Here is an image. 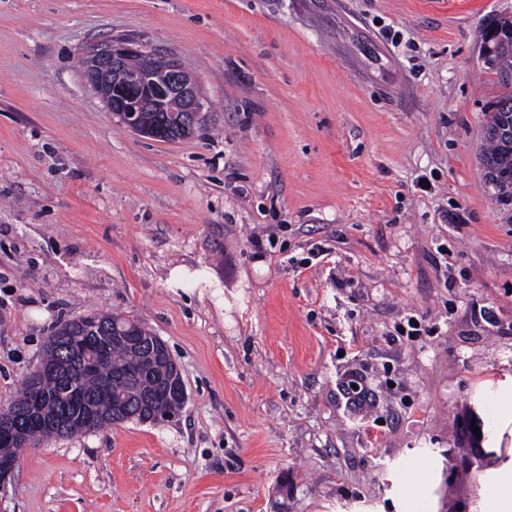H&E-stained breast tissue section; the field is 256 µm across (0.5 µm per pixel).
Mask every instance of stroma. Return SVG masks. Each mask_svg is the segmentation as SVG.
<instances>
[{
  "instance_id": "1",
  "label": "stroma",
  "mask_w": 512,
  "mask_h": 512,
  "mask_svg": "<svg viewBox=\"0 0 512 512\" xmlns=\"http://www.w3.org/2000/svg\"><path fill=\"white\" fill-rule=\"evenodd\" d=\"M500 16L0 0V404L90 312L153 330L187 390L176 421L26 449L0 512H491L512 480V205L478 161ZM120 39L187 64L193 135H138L86 84Z\"/></svg>"
}]
</instances>
